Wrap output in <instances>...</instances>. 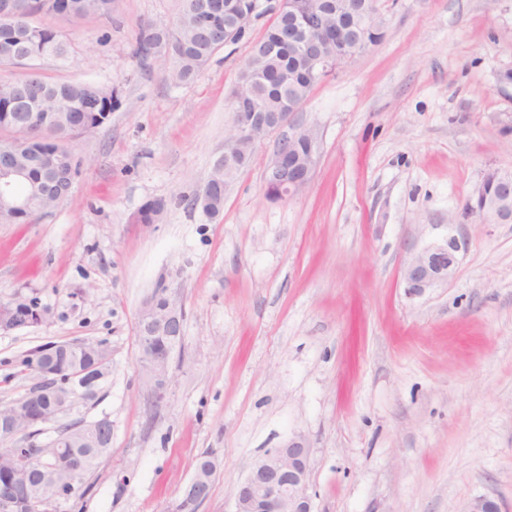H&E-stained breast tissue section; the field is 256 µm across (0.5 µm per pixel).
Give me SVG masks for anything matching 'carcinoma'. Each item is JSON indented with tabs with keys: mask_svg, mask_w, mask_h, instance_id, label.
<instances>
[{
	"mask_svg": "<svg viewBox=\"0 0 512 512\" xmlns=\"http://www.w3.org/2000/svg\"><path fill=\"white\" fill-rule=\"evenodd\" d=\"M214 0H180L179 12L170 27L142 24L135 35L134 55L145 62L158 55H168L171 66L165 78L175 84L194 79L207 65L210 58L224 48V29L236 33L233 41L244 37L246 31L235 15H225L220 23L208 30L197 27V15ZM115 0H0V142L18 141L16 133L24 128L29 135L27 146L45 151V164L53 172L48 193L35 199L18 215L5 214L1 224H30L42 216L56 202L66 197L82 160L70 152V145L90 127L105 125L103 117L107 103L118 105L117 92H110L92 82H72L44 77L41 62L46 59L64 61L69 52V41L58 29L37 21L49 17L67 22L90 18L110 19ZM251 69L245 80L249 83L251 98L267 112L281 110L283 101L294 97L306 99L311 88L326 77L320 74L313 80L295 76L293 63L297 62L298 50L292 48L285 55H267L252 50L249 56ZM36 183L45 186L46 176L40 169L28 171L27 180L17 184L20 195L27 193L28 186ZM213 194V203L204 211L209 218L216 217L224 208V172L212 171L207 184ZM161 199L146 203L136 216L139 224H152L164 210ZM3 306L23 316L41 310L50 316L47 307L38 303L8 301ZM183 336L155 335L151 344L159 349L175 352L182 345ZM110 353L106 342L85 346L65 345L53 355H40L28 364L35 370H45L61 380L76 368L87 369V377L95 379L99 371L93 368L103 354ZM62 436H72V442H56L51 465L55 477L62 479L73 471L84 475L91 472L106 456L112 445L88 447L82 444L77 430ZM216 472L213 453L204 452L196 460L195 475L205 490H210Z\"/></svg>",
	"mask_w": 512,
	"mask_h": 512,
	"instance_id": "carcinoma-1",
	"label": "carcinoma"
}]
</instances>
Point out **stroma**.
<instances>
[{
  "label": "stroma",
  "instance_id": "35a3bbf8",
  "mask_svg": "<svg viewBox=\"0 0 512 512\" xmlns=\"http://www.w3.org/2000/svg\"><path fill=\"white\" fill-rule=\"evenodd\" d=\"M193 81L132 54L141 23L178 0H116L111 20L62 24L52 79L120 93L110 122L73 143L70 194L31 224L0 223V300L49 307L0 335V407L36 386L48 342L111 349L92 399L63 420L108 418L112 451L57 512H165L200 453L217 471L197 512H232L234 484L293 434L312 448L315 512H512V224L463 213L490 169H512V0H381L383 39L313 86L312 180L269 202L287 129L256 140L216 218L191 208L224 155L231 94L279 0ZM164 199L153 224L134 218ZM453 232L459 266L410 298L402 272ZM184 306L180 357L154 403L138 359L144 300Z\"/></svg>",
  "mask_w": 512,
  "mask_h": 512
}]
</instances>
